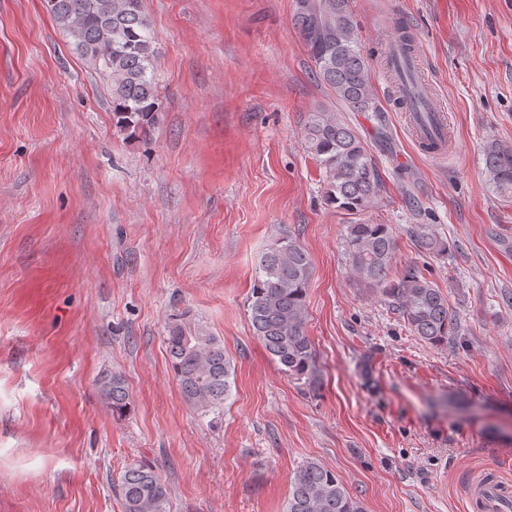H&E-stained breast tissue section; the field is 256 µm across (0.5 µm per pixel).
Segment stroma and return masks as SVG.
<instances>
[{"mask_svg":"<svg viewBox=\"0 0 512 512\" xmlns=\"http://www.w3.org/2000/svg\"><path fill=\"white\" fill-rule=\"evenodd\" d=\"M384 122L312 73L294 0H143L162 102L149 137L112 123L109 86L47 0H0V512H122L151 464L167 512H283L297 468L334 471L364 512H469V483L512 488V200L483 150L512 145V0H350ZM415 32L454 147L421 155L382 62L392 19ZM355 127L384 179L365 218L393 225L397 266L447 296L462 334L434 347L345 253L311 113ZM429 224L447 254L422 256ZM311 255L316 387L254 336L255 267L275 239ZM188 312L233 370L219 420L183 400L167 325ZM121 373L115 415L102 379ZM101 387L113 414L123 415L130 405V395L124 377L119 373H112L105 377Z\"/></svg>","mask_w":512,"mask_h":512,"instance_id":"1","label":"stroma"}]
</instances>
